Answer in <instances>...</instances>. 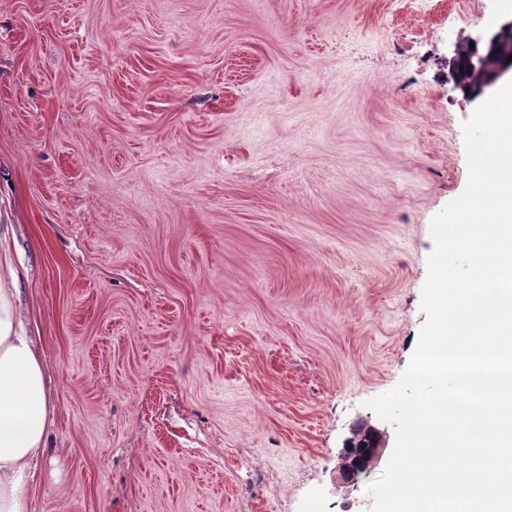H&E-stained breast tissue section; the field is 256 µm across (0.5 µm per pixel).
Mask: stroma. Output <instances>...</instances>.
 Returning a JSON list of instances; mask_svg holds the SVG:
<instances>
[{
  "label": "stroma",
  "instance_id": "obj_1",
  "mask_svg": "<svg viewBox=\"0 0 512 512\" xmlns=\"http://www.w3.org/2000/svg\"><path fill=\"white\" fill-rule=\"evenodd\" d=\"M506 0H0V224L51 424L28 512H369ZM512 34V21L503 23L497 31H477L468 35V39L473 44H490L493 41L500 39L504 36ZM466 37H463L457 44H455L451 59L452 70L456 80L464 91L469 88L470 94H475L482 90L488 83L490 76L496 66L507 62V59L512 55V37L504 38L496 41L492 45L485 46L481 49V53L486 59V64L483 67H476L473 65L472 60L474 56V49L470 47V43ZM497 50V54L493 51ZM512 72V65L505 63L498 67L491 77L485 91L491 88L499 79L507 73ZM484 91V92H485ZM469 94V95H470ZM468 95V96H469ZM355 435L357 437L356 448H358L359 462H363L373 448H377V450L372 456L367 469L363 472H357L356 467L358 460L355 455L356 448H352L354 440L352 441V445L348 448L343 463L344 473L351 481H354L359 475L365 474L367 471L371 470L381 460L385 450L383 437L374 427L366 424L359 425L355 431Z\"/></svg>",
  "mask_w": 512,
  "mask_h": 512
}]
</instances>
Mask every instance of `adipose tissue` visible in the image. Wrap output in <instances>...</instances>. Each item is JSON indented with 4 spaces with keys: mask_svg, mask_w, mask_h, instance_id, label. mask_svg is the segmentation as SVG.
<instances>
[{
    "mask_svg": "<svg viewBox=\"0 0 512 512\" xmlns=\"http://www.w3.org/2000/svg\"><path fill=\"white\" fill-rule=\"evenodd\" d=\"M10 227L0 225V512H27L26 480L46 449L49 409L43 364L16 320L21 273Z\"/></svg>",
    "mask_w": 512,
    "mask_h": 512,
    "instance_id": "adipose-tissue-1",
    "label": "adipose tissue"
}]
</instances>
